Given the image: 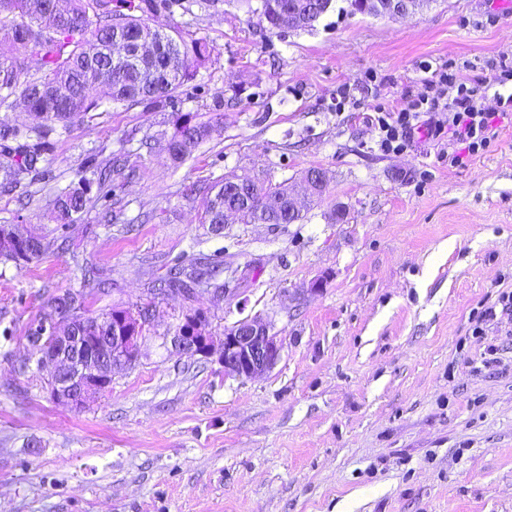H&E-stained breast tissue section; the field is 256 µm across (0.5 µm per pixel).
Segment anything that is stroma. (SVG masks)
Listing matches in <instances>:
<instances>
[{
    "mask_svg": "<svg viewBox=\"0 0 512 512\" xmlns=\"http://www.w3.org/2000/svg\"><path fill=\"white\" fill-rule=\"evenodd\" d=\"M260 0H173L151 26L206 41L209 60L165 106L104 105L52 135L63 188L93 147L135 170L111 223L97 209L70 250L0 275V512H512V313L476 322L512 292V113L488 151L448 164L447 139L380 146L368 109L407 106L424 65L472 79L512 63V0H426L406 17L333 0L313 28L272 34ZM344 106H337L338 94ZM223 124L183 164L162 132L173 113ZM156 136L153 151L128 132ZM327 171L293 224L199 221L183 197L204 179L272 183ZM50 233L44 193L0 194V224ZM224 252L221 298L161 296L142 356L74 411L50 401L24 337L52 295L78 287L81 261L112 280L101 311L143 302L151 278L190 247ZM321 282L312 291L313 282ZM203 309L213 335L255 313L283 349L246 381L175 354L161 337Z\"/></svg>",
    "mask_w": 512,
    "mask_h": 512,
    "instance_id": "1",
    "label": "stroma"
}]
</instances>
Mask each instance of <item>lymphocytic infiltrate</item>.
<instances>
[{
	"label": "lymphocytic infiltrate",
	"instance_id": "1",
	"mask_svg": "<svg viewBox=\"0 0 512 512\" xmlns=\"http://www.w3.org/2000/svg\"><path fill=\"white\" fill-rule=\"evenodd\" d=\"M512 81V65L499 63L489 77L474 80L459 73L453 66L436 70L427 80V93L417 96L406 107L387 110L374 107L373 121L382 132L381 145L385 151L400 152L407 148L419 130L421 113L445 108L447 124L429 127L431 137L447 136L455 152L449 153L448 162L453 166L464 165L467 157L486 151L492 138L491 132L497 119L496 113L481 106L483 94L493 85L503 86Z\"/></svg>",
	"mask_w": 512,
	"mask_h": 512
}]
</instances>
